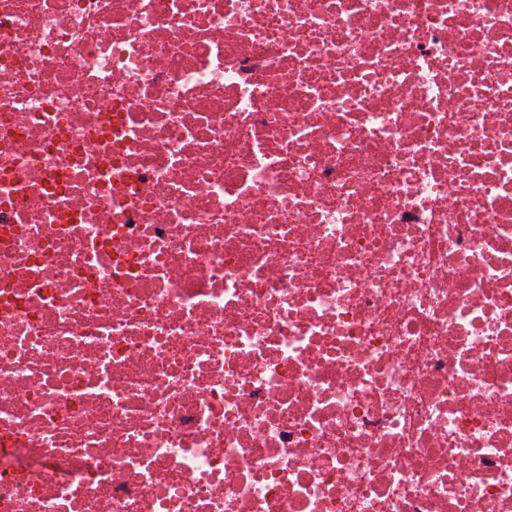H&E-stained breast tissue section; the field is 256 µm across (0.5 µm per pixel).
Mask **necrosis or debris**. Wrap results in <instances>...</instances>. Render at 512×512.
Masks as SVG:
<instances>
[{
	"instance_id": "4bbe7bcc",
	"label": "necrosis or debris",
	"mask_w": 512,
	"mask_h": 512,
	"mask_svg": "<svg viewBox=\"0 0 512 512\" xmlns=\"http://www.w3.org/2000/svg\"><path fill=\"white\" fill-rule=\"evenodd\" d=\"M0 512H512V0H0Z\"/></svg>"
}]
</instances>
